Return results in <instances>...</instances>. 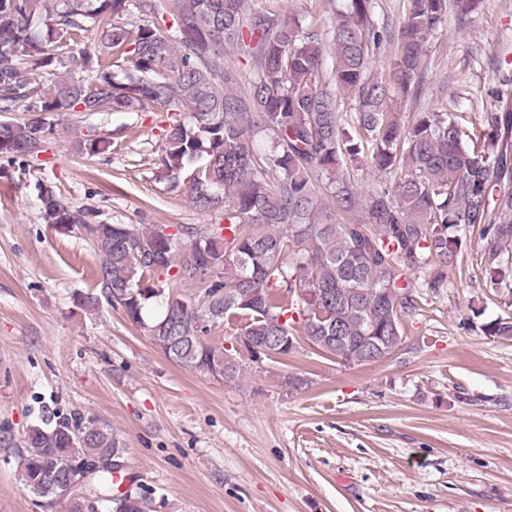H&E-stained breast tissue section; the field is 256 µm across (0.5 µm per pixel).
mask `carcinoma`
Listing matches in <instances>:
<instances>
[{"label":"carcinoma","mask_w":512,"mask_h":512,"mask_svg":"<svg viewBox=\"0 0 512 512\" xmlns=\"http://www.w3.org/2000/svg\"><path fill=\"white\" fill-rule=\"evenodd\" d=\"M332 31V68L320 35L260 0H0V155L35 158L56 132L54 116L73 112H168L161 166L171 187L195 207L221 209L224 224L195 238L153 226L106 224L98 211L74 207L53 190L41 195L49 224H82L97 259L100 300L122 309L171 362L212 374L233 355L206 340L211 325L243 320L241 337L273 343L286 356L300 335L321 354L347 363L374 346L385 359L402 341L403 320L447 293L448 269L480 228V264L492 290L512 278V98L497 97L485 129L466 133L452 112H415L406 125L389 107L390 85L421 96L426 43L443 23L448 0H406L387 79L366 74L377 30L372 0H343ZM151 14L143 23L132 9ZM95 31L111 57L74 47ZM235 47L253 59L249 90L226 59ZM356 111L339 110L338 95ZM15 112L30 117L9 118ZM271 139L267 150L258 136ZM86 153L108 141L88 133ZM369 159L393 183L362 195L351 168ZM361 210L350 222L346 213ZM189 253L175 262L181 237ZM203 283L220 274L204 300L146 276ZM154 304L158 314L148 319ZM486 336L512 340V317L482 325ZM38 424L17 448L25 489L64 505V512H147L143 497H112V462L124 448L112 426L44 403Z\"/></svg>","instance_id":"carcinoma-1"}]
</instances>
